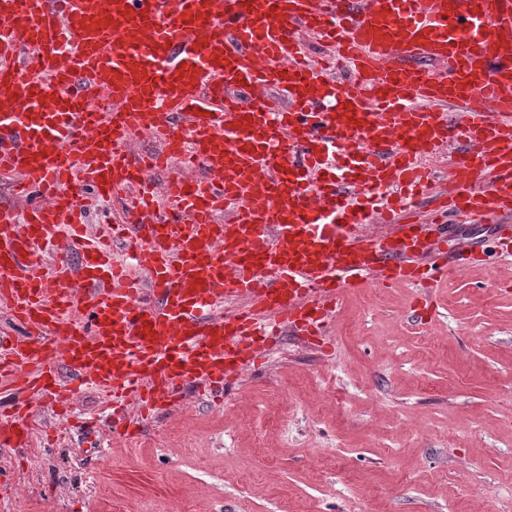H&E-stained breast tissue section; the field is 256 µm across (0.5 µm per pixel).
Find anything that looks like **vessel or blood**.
I'll return each mask as SVG.
<instances>
[{
	"instance_id": "vessel-or-blood-1",
	"label": "vessel or blood",
	"mask_w": 512,
	"mask_h": 512,
	"mask_svg": "<svg viewBox=\"0 0 512 512\" xmlns=\"http://www.w3.org/2000/svg\"><path fill=\"white\" fill-rule=\"evenodd\" d=\"M0 175V296L29 329L0 331V447L30 398L85 389L134 436L281 327L323 342L352 289L437 287L452 249L495 267L459 227L512 233V0H0ZM83 184L129 196L125 256L75 223ZM61 238L79 262L44 268Z\"/></svg>"
}]
</instances>
